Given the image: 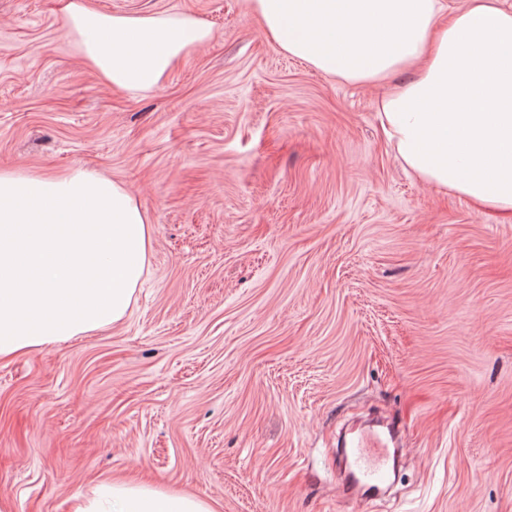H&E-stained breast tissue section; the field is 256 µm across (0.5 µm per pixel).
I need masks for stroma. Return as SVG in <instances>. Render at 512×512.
Listing matches in <instances>:
<instances>
[{
    "mask_svg": "<svg viewBox=\"0 0 512 512\" xmlns=\"http://www.w3.org/2000/svg\"><path fill=\"white\" fill-rule=\"evenodd\" d=\"M156 88L106 85L57 0H0V170L102 173L146 211L127 317L0 360V500L70 512L121 476L217 512H512V218L423 185L380 86L323 76L247 0ZM392 419L389 496L344 495L342 429Z\"/></svg>",
    "mask_w": 512,
    "mask_h": 512,
    "instance_id": "obj_1",
    "label": "stroma"
}]
</instances>
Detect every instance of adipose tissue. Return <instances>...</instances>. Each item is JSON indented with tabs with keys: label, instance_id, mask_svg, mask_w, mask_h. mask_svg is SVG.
<instances>
[{
	"label": "adipose tissue",
	"instance_id": "adipose-tissue-1",
	"mask_svg": "<svg viewBox=\"0 0 512 512\" xmlns=\"http://www.w3.org/2000/svg\"><path fill=\"white\" fill-rule=\"evenodd\" d=\"M81 60L130 92L207 44L194 15H116L59 0ZM262 33L318 73L377 85L380 127L423 183L512 215V8L501 0H249ZM149 221L123 185L73 169L0 171V358L121 322L145 272ZM70 512H215L205 498L113 480Z\"/></svg>",
	"mask_w": 512,
	"mask_h": 512
}]
</instances>
